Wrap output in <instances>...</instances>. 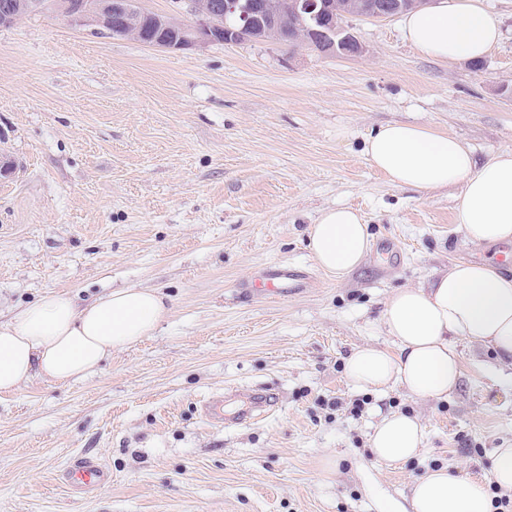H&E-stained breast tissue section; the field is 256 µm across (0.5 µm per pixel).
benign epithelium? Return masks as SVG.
Listing matches in <instances>:
<instances>
[{
	"label": "benign epithelium",
	"mask_w": 512,
	"mask_h": 512,
	"mask_svg": "<svg viewBox=\"0 0 512 512\" xmlns=\"http://www.w3.org/2000/svg\"><path fill=\"white\" fill-rule=\"evenodd\" d=\"M427 0H363L353 16L390 19L409 8L421 7ZM185 13L190 20L161 18L145 10L140 0H58L55 8L74 24H96L112 27L114 34H127L136 28L139 42L165 49L185 50L208 44L236 43L258 35L265 40L282 33L279 13L265 0H217L207 10L196 8L194 0H185ZM336 0H291L290 16L303 30L302 45L320 53L338 56L362 51L359 38L337 18ZM234 20L238 28L220 24Z\"/></svg>",
	"instance_id": "benign-epithelium-1"
}]
</instances>
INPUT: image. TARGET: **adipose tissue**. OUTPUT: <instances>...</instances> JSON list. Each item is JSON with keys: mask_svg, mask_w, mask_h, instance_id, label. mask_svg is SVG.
Masks as SVG:
<instances>
[{"mask_svg": "<svg viewBox=\"0 0 512 512\" xmlns=\"http://www.w3.org/2000/svg\"><path fill=\"white\" fill-rule=\"evenodd\" d=\"M409 44L440 62H477L501 39L498 16L480 0H438L405 13ZM369 162L395 186L422 191L459 186L456 220L475 247L512 244V150L476 164L457 137L413 124L388 123L365 141ZM321 268L339 276L366 259L370 240L359 210H323L309 230ZM168 307L147 288H118L81 304L49 293L0 321V394L16 392L32 376L63 384L83 378L112 352L152 336ZM394 343L387 351L356 349L346 373L358 389L403 387L415 399L448 395L457 385V341L493 349L512 364V271L485 262H458L425 284L395 290L384 311ZM424 432L417 417L387 413L374 425L370 451L401 463L418 455ZM512 491V447L496 449L489 481L431 470L412 486L410 512H490L489 484Z\"/></svg>", "mask_w": 512, "mask_h": 512, "instance_id": "ef3b65f1", "label": "adipose tissue"}]
</instances>
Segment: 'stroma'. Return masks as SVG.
<instances>
[{
  "label": "stroma",
  "instance_id": "obj_1",
  "mask_svg": "<svg viewBox=\"0 0 512 512\" xmlns=\"http://www.w3.org/2000/svg\"><path fill=\"white\" fill-rule=\"evenodd\" d=\"M502 40L480 63L419 55L399 18L351 19L352 56L266 41L148 46L44 11L0 29V319L45 293L157 288L153 336L63 386L0 395V512H403L437 467L487 479L512 446V377L461 341V378L421 401L355 388L347 357L393 350L398 288L457 261L499 264L455 221L458 187H395L364 142L400 121L485 161L512 149V0H483ZM358 209L364 263L336 277L308 245L320 210ZM280 265L311 287L246 295ZM274 412L249 421L257 391ZM363 402L361 415L351 413ZM417 416L424 446L377 461L381 413ZM106 479L84 487L78 458Z\"/></svg>",
  "mask_w": 512,
  "mask_h": 512
}]
</instances>
